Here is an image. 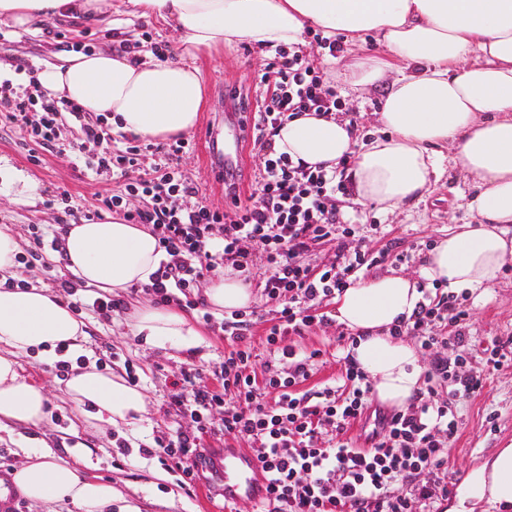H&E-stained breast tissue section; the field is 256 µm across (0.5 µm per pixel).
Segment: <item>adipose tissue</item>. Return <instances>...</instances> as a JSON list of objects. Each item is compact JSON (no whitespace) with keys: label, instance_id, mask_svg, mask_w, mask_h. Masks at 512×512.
<instances>
[{"label":"adipose tissue","instance_id":"adipose-tissue-1","mask_svg":"<svg viewBox=\"0 0 512 512\" xmlns=\"http://www.w3.org/2000/svg\"><path fill=\"white\" fill-rule=\"evenodd\" d=\"M136 17L173 25L178 60L131 59L115 52L78 53L41 72L43 90L97 113H111L121 128L150 139L189 132L204 104L197 60L248 43L261 47L304 44L307 30L359 46L374 35L384 51L344 64L352 89L382 84L378 120L385 137L356 150L348 121L303 115L286 121L273 138L293 161L348 170L355 202L393 210L421 201L444 173L437 145L453 143L455 167L475 193L467 206L480 224L456 227L433 249L419 278L387 274L358 280L335 300L339 324L358 332L350 356L372 380L382 403L402 407L422 376L415 348L389 334L422 299L419 279H444L452 288L494 282L512 258V0H130ZM100 0H0V23L18 32L58 20L99 23ZM63 261L86 287L110 293L150 283L166 253L145 226L109 217L66 225ZM19 244L0 230V423L39 426L46 418L43 386L19 372L18 355L48 360L83 355L84 324L50 289L4 287L16 273ZM214 311L251 305L254 294L237 271L225 269L205 292ZM133 336L155 346L188 350L201 337L187 317L162 307H139L129 317ZM77 410L114 427L134 421L146 396L95 364L66 381ZM13 473L17 491L32 502L60 500L75 512H110L112 487L79 468L27 451ZM512 505V446L471 471L448 512H473L476 503Z\"/></svg>","mask_w":512,"mask_h":512}]
</instances>
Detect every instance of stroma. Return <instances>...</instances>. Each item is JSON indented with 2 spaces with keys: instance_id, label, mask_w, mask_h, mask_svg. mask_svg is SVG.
Returning <instances> with one entry per match:
<instances>
[{
  "instance_id": "stroma-1",
  "label": "stroma",
  "mask_w": 512,
  "mask_h": 512,
  "mask_svg": "<svg viewBox=\"0 0 512 512\" xmlns=\"http://www.w3.org/2000/svg\"><path fill=\"white\" fill-rule=\"evenodd\" d=\"M121 0H102V6L115 25L111 30L83 27L70 21H57L56 27L68 31L73 40L90 44L92 51L109 52L118 48L123 32H130L133 42L162 43L177 51L180 35L170 26L136 18L118 12ZM322 33H306L303 51L309 63L323 72L325 82L342 103L341 116L352 121L358 143H368L381 134L382 126L375 119L381 93L367 90L355 95L345 93L338 67L329 63L330 52L324 47ZM64 49L48 35L46 29L15 34L11 27L0 24V61L18 68L33 65L42 69L56 63ZM271 61L269 52L256 46L232 45L224 51L199 59L205 91L204 109L200 120L221 119L224 115V89L231 85H255ZM17 129L0 124V161L30 178L35 186L30 203L18 201L19 185L0 183V228L9 231L20 244L16 278L26 285L52 287L54 279L67 277L56 249L61 233L58 218L61 208L49 205L53 191L68 190L75 215L82 220L95 219L98 204L96 193H115L122 184L112 180L93 179L85 159L95 152L86 145L82 156L59 149L38 150L37 160L19 143ZM186 138L189 148L181 154L182 173L199 183L206 202L223 207L221 184L214 179L211 164L199 138L198 129H191ZM474 192L473 185L458 170H447L439 182L432 185L417 205L395 212L386 211L376 203L360 204L345 199L344 210L359 228V235L370 247L379 249L398 241L409 254L403 263L394 264V271L418 276L428 253L447 235L449 228L460 224H475L479 218L471 212L466 199ZM41 238L39 259H32L30 250L34 238ZM466 304L471 310L467 322L469 341L462 348H447L448 359L468 356L474 371L485 379L480 396L458 398L453 406L458 420V432L448 444V480L451 492L457 491L470 470L480 465L496 449L512 445V363L499 369L488 367L484 350L497 339L512 338V261L507 262L500 277L483 288L466 291ZM124 311L103 318L88 311L80 318L86 324L83 343L91 362L97 368L120 376L135 374L137 386L147 396V411L133 425L109 427L99 432L90 428L67 399L65 383L56 375L54 365L37 357L19 358L24 378L44 386L48 397V416L37 428L13 424L12 432L0 436V464L15 470L24 460L26 443L41 444L54 460L81 457L85 470L98 481L111 484L116 492L115 506L132 504L140 512H258L253 501L242 499L225 505L223 498L212 497L207 486L197 485L194 492L185 493L173 473L157 458L139 452V446L164 438L179 429H189V419L169 408L173 373L187 363L200 366L208 384H215L214 371L231 348V340L219 327L206 324L200 314L188 312L187 317L200 332L203 343L188 351L158 349L131 336L126 321L134 305H153L154 299L143 290L122 294ZM339 327H318L305 336L290 337L297 350H321L309 381L311 387L339 382L349 344L339 336Z\"/></svg>"
}]
</instances>
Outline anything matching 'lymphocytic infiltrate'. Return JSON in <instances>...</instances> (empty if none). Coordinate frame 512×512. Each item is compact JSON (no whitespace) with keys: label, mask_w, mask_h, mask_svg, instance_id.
I'll list each match as a JSON object with an SVG mask.
<instances>
[{"label":"lymphocytic infiltrate","mask_w":512,"mask_h":512,"mask_svg":"<svg viewBox=\"0 0 512 512\" xmlns=\"http://www.w3.org/2000/svg\"><path fill=\"white\" fill-rule=\"evenodd\" d=\"M26 74L28 93L0 85V121L39 145L54 140L62 115L79 123L84 142L98 148L89 170L124 182L122 193L101 198L102 208L122 212L126 223L147 226L168 257L145 287L156 303L201 310L209 323L214 316L203 310L197 294L205 278L225 266L244 273L257 263L264 268L262 294L271 313L240 309L221 323L234 343L220 365L221 390L205 382L202 369L181 368L169 404L189 416L194 428L142 445V454L156 457L188 490L210 479L204 438L247 440L268 480L267 496L259 502L263 512H426L446 498L447 444L458 432L450 401L483 390L482 377L468 369L466 358L450 362L434 353L467 344L465 296L436 289L408 321L391 327V336L418 338L433 355L425 395L404 410L372 408L368 376L349 358L341 386L305 390L314 357L287 343L313 326L330 327L327 307L359 280L361 270L406 259L388 247L353 245L356 230L341 202L350 192L345 180L324 165L296 163L274 148L273 137L285 120L305 112L328 116L340 107L302 50L275 48L259 78L263 97L253 115V145L263 163L248 196H241L236 182L225 183L233 203L229 210L206 204L199 186L175 171L172 162L181 144H144L135 137L113 144L107 115L40 92L34 67ZM129 196L141 198V205L128 206ZM328 244L332 257L310 264L308 255ZM257 324L264 327L268 352L285 362V369L261 376L252 370L253 352L245 340ZM437 379L447 382V397L435 389ZM358 423L369 428L362 448L346 436Z\"/></svg>","instance_id":"obj_1"}]
</instances>
